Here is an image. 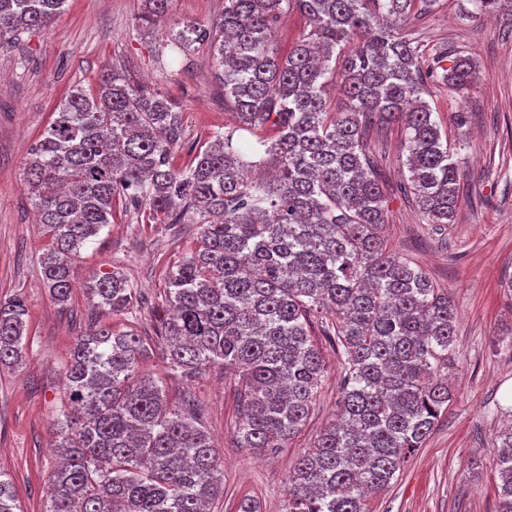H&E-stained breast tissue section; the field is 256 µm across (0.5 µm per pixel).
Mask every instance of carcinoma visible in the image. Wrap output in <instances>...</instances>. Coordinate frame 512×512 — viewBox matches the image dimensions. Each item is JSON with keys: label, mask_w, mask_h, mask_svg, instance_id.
<instances>
[{"label": "carcinoma", "mask_w": 512, "mask_h": 512, "mask_svg": "<svg viewBox=\"0 0 512 512\" xmlns=\"http://www.w3.org/2000/svg\"><path fill=\"white\" fill-rule=\"evenodd\" d=\"M67 0H0V45L48 27ZM512 25V0H469ZM437 0H224L206 25L172 30L188 57L207 45L238 129L174 159L183 138L176 101L122 70L72 86L32 146L24 175L52 247L41 258L54 301L72 300L80 249L120 204L146 224H196L201 246L166 270L157 339L163 360L191 380L211 365L239 374L242 448L275 452L307 421L325 364L314 326L343 371L336 419L288 475L285 512H368L426 440L451 392L441 378L455 336L448 292L389 254L387 199L367 156V122L404 131L400 192L431 224L460 202L459 168L424 95L428 82L466 89L469 57H425L402 26ZM173 0H143L154 24ZM308 20L281 53L271 33L285 13ZM450 66H445V63ZM335 87L336 104L327 90ZM85 292L104 316L133 315L137 288L122 271L92 274ZM28 311L0 299V366L22 361ZM152 351L131 329L98 323L64 367L71 407L59 410L42 512H212L224 471L195 405L168 402L140 364ZM496 512H512V429L496 443ZM0 512H19L0 478Z\"/></svg>", "instance_id": "carcinoma-1"}]
</instances>
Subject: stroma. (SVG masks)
<instances>
[{"mask_svg":"<svg viewBox=\"0 0 512 512\" xmlns=\"http://www.w3.org/2000/svg\"><path fill=\"white\" fill-rule=\"evenodd\" d=\"M142 0H69L46 29L0 47V297H23L29 347L16 366L0 368V476L13 487L22 512H41L46 486L59 458L51 425L64 390L63 368L75 336L99 320L82 288L66 306L48 293L39 264L51 239L36 224L23 169L36 137L74 84H95L117 65L176 100L183 114V148L209 141L238 119L224 102L206 49L190 60L172 50L174 23L205 24L224 0H174L171 18L141 35L136 17ZM422 50L445 46L464 52L478 77L463 92L429 86L433 118L448 137L460 173L461 202L453 223L431 224L402 199L398 125L367 128L371 163L386 181L390 251L422 267L454 298L457 319L448 357L452 400L427 437L403 463L390 488L369 501L370 512H496L495 438L512 427V27L473 12L470 0H440L423 20L406 26ZM465 113L457 124L456 113ZM193 224H146L122 208L97 243L81 249L79 277L120 269L140 291L136 318L112 317L114 329L153 334L167 311L165 271L197 249ZM319 345L326 373L305 426L274 454L238 447L239 391L233 374L215 366L186 380L167 369L161 353L144 364L163 382L170 403L192 399L217 446L224 496L215 512H237L242 499L261 512H284L288 472L333 420L341 369L327 340Z\"/></svg>","mask_w":512,"mask_h":512,"instance_id":"obj_1","label":"stroma"}]
</instances>
